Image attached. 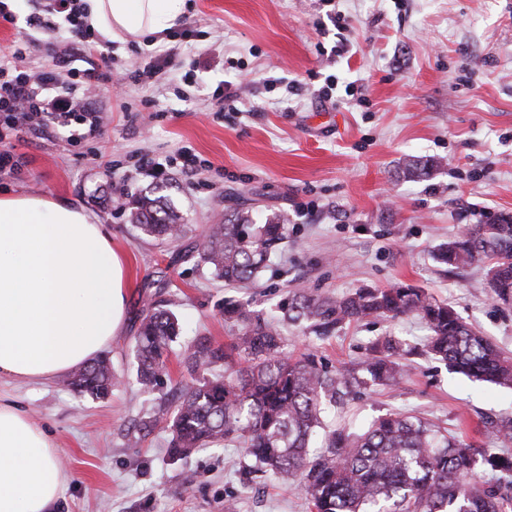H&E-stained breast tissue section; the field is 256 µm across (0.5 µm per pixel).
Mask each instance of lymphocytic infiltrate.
Wrapping results in <instances>:
<instances>
[{
  "label": "lymphocytic infiltrate",
  "mask_w": 512,
  "mask_h": 512,
  "mask_svg": "<svg viewBox=\"0 0 512 512\" xmlns=\"http://www.w3.org/2000/svg\"><path fill=\"white\" fill-rule=\"evenodd\" d=\"M83 16L81 0H39L38 12L32 19L35 32L55 29L61 20L68 25L65 42L42 44L53 58L52 68L21 69L23 53L37 43L34 36L21 41L8 56L0 57V171L18 167L13 141L22 131L48 133L77 126L81 132L71 140L75 146L102 135L105 118L86 97L74 94V78H81L89 87L100 82L117 87L125 81L148 86L176 67L178 54L170 48L153 56L143 70L126 75L115 72L111 58L98 51L95 33Z\"/></svg>",
  "instance_id": "f902f5d3"
}]
</instances>
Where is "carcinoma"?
Here are the masks:
<instances>
[{
	"label": "carcinoma",
	"instance_id": "obj_1",
	"mask_svg": "<svg viewBox=\"0 0 512 512\" xmlns=\"http://www.w3.org/2000/svg\"><path fill=\"white\" fill-rule=\"evenodd\" d=\"M431 160L409 158L408 179L428 177ZM131 223L146 236L178 242L190 231L161 197L132 203ZM287 238V219L274 215L258 224L245 210L233 208L224 223L209 228L195 247L174 261L197 258L226 284L248 282L266 267ZM437 262L460 269L485 259L487 285L501 297L512 295V215L467 227L441 244ZM282 319L328 336L346 323L368 318L394 319L415 314L426 324L427 352L466 377L512 387V357L473 330L446 302L411 286L360 288L336 299L303 292L279 305ZM230 343L202 337L191 348L187 368L196 378L180 389L175 405L141 421L150 431L163 423L170 431L169 454L182 458L195 448L230 437L244 444L255 473L296 481L310 512H512V456L480 451L460 443L435 425L407 414H386L357 432L329 430L325 449L311 455V441L325 427L328 412L362 386L394 385L409 351L391 338L379 340L361 362L362 376L342 366L327 369L312 354L293 359L283 350L279 319L264 318L243 301L224 302ZM180 333L177 315L158 305L143 315L135 341L136 380L150 393L166 374L169 350ZM224 374L202 373L217 364ZM125 378L100 357L72 372L66 384L93 399H104ZM496 477L495 483L484 474Z\"/></svg>",
	"mask_w": 512,
	"mask_h": 512
}]
</instances>
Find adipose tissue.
I'll return each mask as SVG.
<instances>
[{
    "label": "adipose tissue",
    "instance_id": "ef3b65f1",
    "mask_svg": "<svg viewBox=\"0 0 512 512\" xmlns=\"http://www.w3.org/2000/svg\"><path fill=\"white\" fill-rule=\"evenodd\" d=\"M110 41L178 27L186 0H84ZM126 256L96 217L52 197L0 194V377L43 384L88 363L123 330ZM70 478L44 425L0 395V512H54Z\"/></svg>",
    "mask_w": 512,
    "mask_h": 512
}]
</instances>
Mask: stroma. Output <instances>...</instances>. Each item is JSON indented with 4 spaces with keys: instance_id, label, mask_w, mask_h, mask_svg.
<instances>
[{
    "instance_id": "1",
    "label": "stroma",
    "mask_w": 512,
    "mask_h": 512,
    "mask_svg": "<svg viewBox=\"0 0 512 512\" xmlns=\"http://www.w3.org/2000/svg\"><path fill=\"white\" fill-rule=\"evenodd\" d=\"M194 29L180 44L182 66L152 88L129 86L115 98L99 85L94 107L110 113L103 135L72 147L66 134L24 133L14 150L22 175L0 176V192L56 196L93 213L127 258V324L106 354L125 386L105 400L82 396L62 380L0 393L50 427L70 482L58 512H308L295 485L247 480L242 445L227 441L187 458L169 455L162 428L137 424L176 387L192 380L184 359L198 337L228 341L226 300L275 310L287 290L340 297L359 288L411 285L454 307L476 331L512 356V304L487 286L486 265L450 270L434 251L463 226L512 213V0H187ZM347 24L336 29L330 12ZM162 40L97 48L128 70L163 49ZM234 100L217 101L224 83ZM333 86V101L319 99ZM209 166L188 176L182 149ZM150 151L152 167L132 154ZM437 160L429 178L410 180L404 158ZM125 179L128 202L163 197L199 239L223 223L235 198L256 220L277 213L288 237L251 283L230 288L177 262L176 244L143 235L126 206L113 208L112 183ZM173 304L182 335L158 390L136 382L135 337L146 304ZM284 350L313 354L329 368L357 365L375 339L409 349L406 373L336 408L334 425L359 429L389 412L434 422L477 448L499 451L491 424L512 417V389L450 372L427 352L429 333L413 314L365 320L317 337L284 329ZM194 474L185 485L186 474Z\"/></svg>"
}]
</instances>
